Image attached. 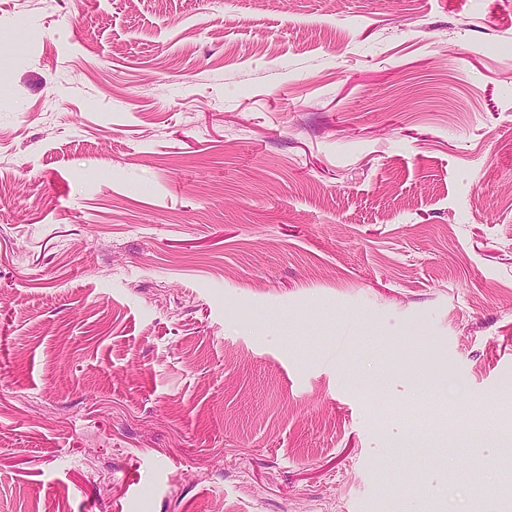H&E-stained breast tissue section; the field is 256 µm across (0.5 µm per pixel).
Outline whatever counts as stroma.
I'll list each match as a JSON object with an SVG mask.
<instances>
[{
	"label": "stroma",
	"instance_id": "35a3bbf8",
	"mask_svg": "<svg viewBox=\"0 0 512 512\" xmlns=\"http://www.w3.org/2000/svg\"><path fill=\"white\" fill-rule=\"evenodd\" d=\"M510 428L512 0H0V512H512Z\"/></svg>",
	"mask_w": 512,
	"mask_h": 512
}]
</instances>
